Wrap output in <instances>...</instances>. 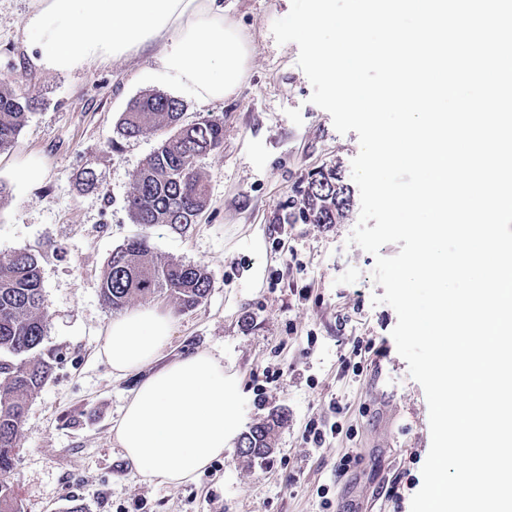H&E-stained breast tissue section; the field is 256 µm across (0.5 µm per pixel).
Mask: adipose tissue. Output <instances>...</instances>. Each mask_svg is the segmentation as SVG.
<instances>
[{
	"label": "adipose tissue",
	"mask_w": 512,
	"mask_h": 512,
	"mask_svg": "<svg viewBox=\"0 0 512 512\" xmlns=\"http://www.w3.org/2000/svg\"><path fill=\"white\" fill-rule=\"evenodd\" d=\"M24 30L37 37L39 67L144 56L204 107L233 96L248 67V40L224 0H35ZM172 330L169 312L142 306L113 318L102 345L117 376L145 375L114 439L138 474L165 485L223 456L243 405L238 377L210 351L162 361Z\"/></svg>",
	"instance_id": "adipose-tissue-1"
}]
</instances>
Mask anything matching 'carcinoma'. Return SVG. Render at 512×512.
Wrapping results in <instances>:
<instances>
[{"label": "carcinoma", "mask_w": 512, "mask_h": 512, "mask_svg": "<svg viewBox=\"0 0 512 512\" xmlns=\"http://www.w3.org/2000/svg\"><path fill=\"white\" fill-rule=\"evenodd\" d=\"M32 100L0 81V151L12 146ZM181 100L160 92L140 95L122 113L118 133L133 138L161 133L154 151L134 176L126 206L133 223L146 229L165 225L184 231L197 223L209 205L199 158L224 144V122L202 116L184 123ZM353 207V194L330 166L303 181L288 203L289 224H339ZM211 291V277L201 264L153 254L147 235L112 251L101 276L99 293L114 312L149 294L163 293L182 311L199 306ZM47 323L38 257L29 251L0 253V512H22L10 480L14 454L22 436L28 401L49 377L51 362L37 354ZM288 415L276 412L253 424L237 439L240 457L263 462L274 452L277 430Z\"/></svg>", "instance_id": "obj_1"}]
</instances>
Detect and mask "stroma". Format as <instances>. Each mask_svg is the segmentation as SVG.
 <instances>
[{
    "instance_id": "35a3bbf8",
    "label": "stroma",
    "mask_w": 512,
    "mask_h": 512,
    "mask_svg": "<svg viewBox=\"0 0 512 512\" xmlns=\"http://www.w3.org/2000/svg\"><path fill=\"white\" fill-rule=\"evenodd\" d=\"M231 3L250 67L234 96L203 108L145 57L68 72L37 67L39 49L24 30L32 0H0V78L35 100L13 146L0 152V253L26 250L40 260L48 320L38 351L52 364L25 409L11 473L23 512H65L71 499L84 512H411L422 486L428 405L391 336L395 310L372 302L384 292L372 278L376 256L347 242L359 208L341 224L282 222L309 172L335 165L351 181L358 135L339 134L310 103L297 45L272 35L291 0ZM149 91L183 101L185 121L224 122L223 146L198 162L209 206L181 233L143 230L126 208L159 136L121 140L117 123ZM27 156L46 166L35 186L14 176ZM88 168L97 174L91 189L82 184ZM144 233L155 254L204 265L212 276L207 300L190 311L160 294L142 297L173 316L162 361L198 349L223 356L245 400L235 434L284 410L288 422L265 463L246 465L232 447L193 481L159 485L142 479L115 442L141 378L114 375L100 354L113 312L99 284L112 251ZM357 339L369 349L354 350ZM273 371L277 379L267 381ZM313 420L336 429L319 448L306 438ZM347 454L351 468L338 475Z\"/></svg>"
}]
</instances>
